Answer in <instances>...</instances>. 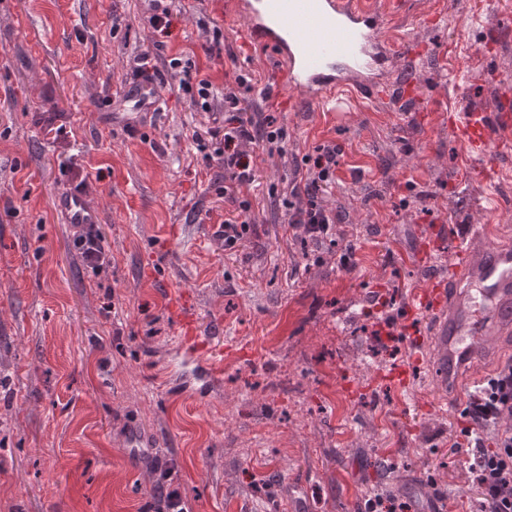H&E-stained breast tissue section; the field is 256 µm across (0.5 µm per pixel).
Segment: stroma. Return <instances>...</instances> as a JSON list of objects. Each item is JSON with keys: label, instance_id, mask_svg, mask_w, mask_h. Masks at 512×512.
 <instances>
[{"label": "stroma", "instance_id": "1", "mask_svg": "<svg viewBox=\"0 0 512 512\" xmlns=\"http://www.w3.org/2000/svg\"><path fill=\"white\" fill-rule=\"evenodd\" d=\"M179 4L163 34L142 0H0V512H153L169 461L191 512H359L373 490L411 512H474L451 451L464 403L441 394L401 318L412 290L446 274L443 256L419 254L428 224L454 236L491 222L512 237V182L459 167L445 117L512 95V31L490 40L484 27L507 4L412 0L388 22L420 49L399 72L412 100L339 115L266 96L280 64L231 0ZM214 27L236 61L211 52ZM145 51L192 58L219 88L253 74L239 95L288 132L285 156L253 152L258 233L235 250L224 171L192 139L211 120L178 79H157L159 106L138 127L105 118L130 111ZM46 110L68 117L58 138L35 122ZM329 142L342 154L323 198L341 221L335 244L316 245L284 225L282 192L296 160ZM77 173L111 260L99 274L57 210ZM375 291L396 300L385 348L366 331ZM172 294L191 300L201 335L223 334L224 377L203 399L166 380ZM395 366L409 390L384 381Z\"/></svg>", "mask_w": 512, "mask_h": 512}]
</instances>
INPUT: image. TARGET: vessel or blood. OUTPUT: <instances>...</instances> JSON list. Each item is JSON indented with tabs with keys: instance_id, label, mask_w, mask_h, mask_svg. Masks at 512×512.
Here are the masks:
<instances>
[{
	"instance_id": "b4317fda",
	"label": "vessel or blood",
	"mask_w": 512,
	"mask_h": 512,
	"mask_svg": "<svg viewBox=\"0 0 512 512\" xmlns=\"http://www.w3.org/2000/svg\"><path fill=\"white\" fill-rule=\"evenodd\" d=\"M406 0H235V14L249 36L262 42L286 73L283 90L328 107L345 100H373L390 88L400 67L399 35L386 16ZM135 112L129 122L157 106L148 89L127 93ZM448 125L464 148L469 169L484 170L493 150L512 149V99L497 111H449ZM64 223L95 224L98 211L85 195L70 191L57 201ZM410 314L434 321L433 367L441 388L454 387L461 371L494 350L497 337L512 334V244L500 240L494 224H474L457 242L448 274L416 291ZM171 376L186 392L213 388L224 374V353L212 338L187 334L175 345Z\"/></svg>"
}]
</instances>
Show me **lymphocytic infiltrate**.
Here are the masks:
<instances>
[{"instance_id":"obj_1","label":"lymphocytic infiltrate","mask_w":512,"mask_h":512,"mask_svg":"<svg viewBox=\"0 0 512 512\" xmlns=\"http://www.w3.org/2000/svg\"><path fill=\"white\" fill-rule=\"evenodd\" d=\"M168 66L178 75L179 88L192 110L212 117V126L196 133L195 138L200 145H213L224 163V194L234 200L236 211L225 217L222 233L225 249H235L256 228L250 217V200L238 196L241 187L255 181L245 147L255 144L267 156L283 155L287 131L234 91L218 92L209 78L199 76L192 60L174 57ZM340 154L332 144L317 147L296 167L286 187L284 205L290 228L303 229L305 236L317 243L331 240L336 231V211L324 203L322 192L336 182ZM507 415L512 416V362L471 391L461 411L467 422L465 440L452 446L453 453L465 456L464 466L477 492L478 512H512V425L502 422Z\"/></svg>"}]
</instances>
